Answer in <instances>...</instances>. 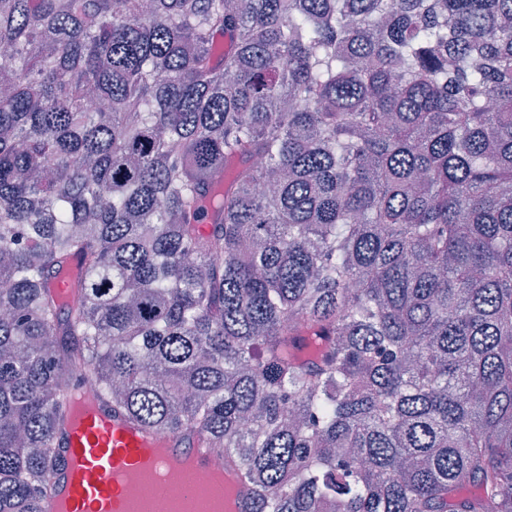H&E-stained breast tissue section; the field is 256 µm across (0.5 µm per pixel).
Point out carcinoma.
Returning <instances> with one entry per match:
<instances>
[{
    "mask_svg": "<svg viewBox=\"0 0 512 512\" xmlns=\"http://www.w3.org/2000/svg\"><path fill=\"white\" fill-rule=\"evenodd\" d=\"M1 82L0 512L76 385L252 512H512V0H0Z\"/></svg>",
    "mask_w": 512,
    "mask_h": 512,
    "instance_id": "1",
    "label": "carcinoma"
}]
</instances>
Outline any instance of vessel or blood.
<instances>
[{
    "mask_svg": "<svg viewBox=\"0 0 512 512\" xmlns=\"http://www.w3.org/2000/svg\"><path fill=\"white\" fill-rule=\"evenodd\" d=\"M62 469L43 512H129L125 484L149 469L158 449L197 451L204 471L223 468L232 489L230 512H248L250 490L239 473L213 449L170 434H149L83 396L69 418L62 441Z\"/></svg>",
    "mask_w": 512,
    "mask_h": 512,
    "instance_id": "vessel-or-blood-1",
    "label": "vessel or blood"
}]
</instances>
